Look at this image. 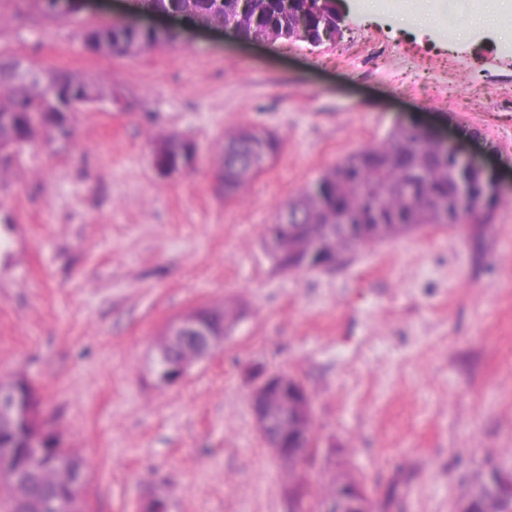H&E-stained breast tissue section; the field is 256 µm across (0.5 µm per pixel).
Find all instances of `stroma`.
<instances>
[{"label":"stroma","instance_id":"35a3bbf8","mask_svg":"<svg viewBox=\"0 0 512 512\" xmlns=\"http://www.w3.org/2000/svg\"><path fill=\"white\" fill-rule=\"evenodd\" d=\"M123 0L57 15L0 0V56L88 80L61 142L39 128L0 165V378L22 377L65 447L89 462L92 512H287L294 480L247 397L263 367L300 380L321 448L306 485L367 489L374 512H456L489 467L512 475V39L447 23L397 27L410 5L348 0L341 40L248 42L178 18L174 45L117 55L81 33ZM399 46L400 56L389 47ZM496 167L492 224L419 228L304 274L264 239L280 208L398 125ZM276 132L277 157L227 199L225 134ZM482 139H473V130ZM194 164L161 178L170 135ZM231 310L223 347L180 381L152 369L166 325Z\"/></svg>","mask_w":512,"mask_h":512}]
</instances>
